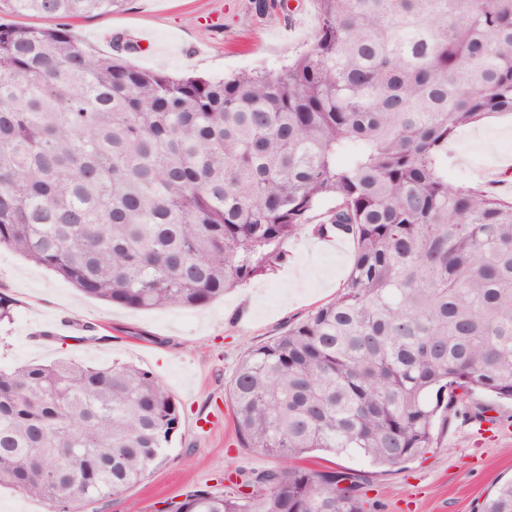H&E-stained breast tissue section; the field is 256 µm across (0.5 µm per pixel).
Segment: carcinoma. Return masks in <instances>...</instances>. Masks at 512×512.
Returning <instances> with one entry per match:
<instances>
[{
    "label": "carcinoma",
    "mask_w": 512,
    "mask_h": 512,
    "mask_svg": "<svg viewBox=\"0 0 512 512\" xmlns=\"http://www.w3.org/2000/svg\"><path fill=\"white\" fill-rule=\"evenodd\" d=\"M124 0H0L62 19L0 23V247L85 296L204 307L317 233L356 239L336 298L247 350L226 389L243 448L281 461L171 512H370L315 451L393 467L424 455L479 388L512 400V200L448 181V141L512 115V0H316L275 72L173 78L65 21ZM182 409L135 365L0 368V486L112 497L167 458ZM482 512H512V481Z\"/></svg>",
    "instance_id": "carcinoma-1"
}]
</instances>
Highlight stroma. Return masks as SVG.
Returning <instances> with one entry per match:
<instances>
[{"instance_id":"1","label":"stroma","mask_w":512,"mask_h":512,"mask_svg":"<svg viewBox=\"0 0 512 512\" xmlns=\"http://www.w3.org/2000/svg\"><path fill=\"white\" fill-rule=\"evenodd\" d=\"M125 0L114 12L71 21L90 50L110 55L117 38L142 36L153 51L129 54L144 70L221 78L287 64L312 43L316 0ZM448 178L465 186L500 184L512 199V121L497 117L462 127L448 142ZM273 271L201 309L134 310L85 297L69 283L0 248V295L13 304L0 323V366L61 358L151 370L183 409L168 458L144 481L82 512H162L188 491L231 489L227 474L277 467L238 444L224 389L241 356L335 298L356 251L354 239L320 237L306 225L282 247ZM97 340L81 341L85 326ZM319 470L353 473L371 512H480L484 499L512 479V401L476 390L438 430L424 457L375 468L355 457L318 455Z\"/></svg>"}]
</instances>
